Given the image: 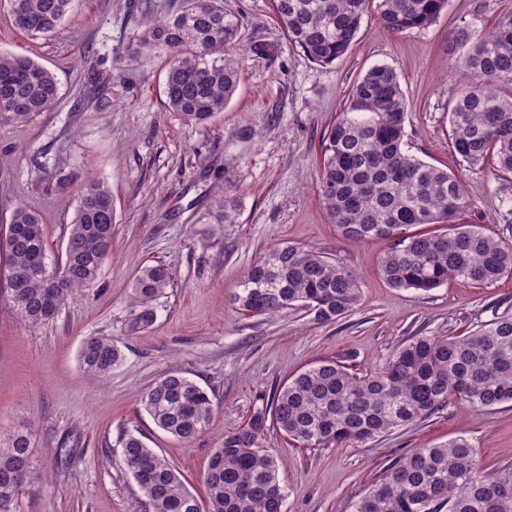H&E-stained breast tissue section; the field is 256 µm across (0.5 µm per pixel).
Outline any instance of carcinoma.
<instances>
[{
    "mask_svg": "<svg viewBox=\"0 0 512 512\" xmlns=\"http://www.w3.org/2000/svg\"><path fill=\"white\" fill-rule=\"evenodd\" d=\"M14 23L31 36L53 33L72 0H4ZM291 44L313 62L330 65L356 38L364 14L376 11L391 33L427 27L448 0H271ZM165 51L164 94L186 125L209 123L224 111L238 83L241 42L237 16L224 0H182L164 20H147L129 60L142 63ZM452 70L467 82L448 113L455 152L470 168L492 160L512 173V11L478 32L456 29ZM54 75L31 57L0 54V121L23 123L56 102ZM408 107L394 69L377 65L352 87L347 107L321 140L319 195L330 223L351 241L387 239L379 272L392 288L430 292L459 279L485 284L512 274V246L462 224L471 207L461 181L404 151ZM115 209L103 182L85 185L74 212L63 266L49 267L37 213L14 207L6 225L5 268L10 306L26 324L53 320L71 294L96 286L112 251ZM443 224V234L411 233ZM170 268L156 262L134 277L128 328L157 320L171 286ZM361 288L352 271L318 252L280 244L245 273L231 301L255 315L302 306L318 322L352 312ZM84 372L106 379L121 360L109 336L84 338ZM455 401L474 409L512 402V315H495L464 336H415L381 369L352 373L334 361L311 366L284 383L270 407L224 433L205 475L209 512H284L285 490L273 455L262 448L272 427L299 447L363 443L435 414ZM154 424L189 442L209 426L214 408L206 390L179 372L155 382L141 397ZM121 466L132 475L153 512H199L181 474L139 437L121 439ZM31 435L0 432V512H17L20 489L33 473ZM354 512H512V472L478 471L464 437L434 448H414L354 504Z\"/></svg>",
    "mask_w": 512,
    "mask_h": 512,
    "instance_id": "obj_1",
    "label": "carcinoma"
}]
</instances>
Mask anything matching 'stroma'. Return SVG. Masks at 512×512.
Segmentation results:
<instances>
[{"mask_svg":"<svg viewBox=\"0 0 512 512\" xmlns=\"http://www.w3.org/2000/svg\"><path fill=\"white\" fill-rule=\"evenodd\" d=\"M178 0H73L46 37L19 31L0 9V52L24 53L56 77L53 108L26 123L0 124V226L16 205L41 218L51 266L61 265L87 180L112 189V251L95 288L71 296L57 318L36 327L18 319L0 292V431L31 434L37 477L19 494L20 512H151L118 465L131 432L171 461L202 512L204 474L224 432L245 425L292 375L324 360L364 374L415 336H458L496 314H512V275L482 285L448 280L429 292L389 287L378 261L391 243L353 242L330 224L318 196L320 144L355 81L392 67L409 102L404 149L453 172L472 203L466 224L512 245V174L463 164L449 137L448 110L461 87L451 71L450 36L462 24L489 30L512 0H450L437 22L403 34L366 13L347 55L320 66L292 45L270 0H226L238 16L245 55L235 95L215 120L187 127L166 103L165 54L128 60L142 20ZM234 197L237 220L219 207ZM288 243L354 271L358 306L320 323L304 308L254 315L231 302L244 272ZM174 274L154 326L126 327L140 267ZM118 341L124 354L108 380L80 370L85 336ZM181 372L212 397L211 425L186 443L157 428L140 399ZM475 450L481 474L512 466V403L480 412L456 402L375 441L299 448L278 431L263 444L278 464L285 512H353L354 503L415 448L456 436ZM70 459L55 455L59 446Z\"/></svg>","mask_w":512,"mask_h":512,"instance_id":"35a3bbf8","label":"stroma"}]
</instances>
